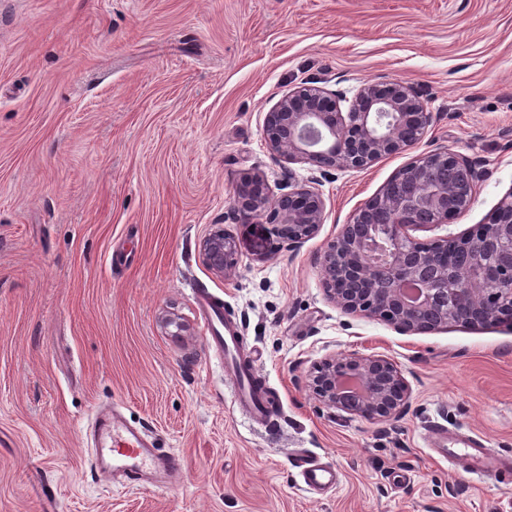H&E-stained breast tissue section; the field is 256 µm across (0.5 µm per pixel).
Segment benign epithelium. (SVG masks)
I'll use <instances>...</instances> for the list:
<instances>
[{
    "label": "benign epithelium",
    "instance_id": "7a95c632",
    "mask_svg": "<svg viewBox=\"0 0 512 512\" xmlns=\"http://www.w3.org/2000/svg\"><path fill=\"white\" fill-rule=\"evenodd\" d=\"M419 93L403 80H382L359 88L342 112L335 92L306 84L283 97L266 118L263 138L276 155L326 172L366 168L414 145L432 124ZM412 186L405 196L383 189L365 201L324 251L321 271L328 299L347 313L383 320L401 332L422 330L425 318L448 327L456 310L466 308L481 322L512 327V192L489 220L453 241L469 253L468 263L453 268L433 252L417 247L413 232L447 224L474 201L483 177L480 166L445 149L424 154L402 168ZM316 179L285 192L269 194L261 174L236 185L234 203L241 217H265L276 235L295 252L313 239L324 221V202ZM207 264L230 274L236 245L224 228L212 229L201 242ZM491 277L498 292L472 295L468 283ZM317 400L350 416L392 421L406 410L409 387L391 360L350 354L328 357L312 378Z\"/></svg>",
    "mask_w": 512,
    "mask_h": 512
}]
</instances>
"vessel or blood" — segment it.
Returning <instances> with one entry per match:
<instances>
[{
  "mask_svg": "<svg viewBox=\"0 0 512 512\" xmlns=\"http://www.w3.org/2000/svg\"><path fill=\"white\" fill-rule=\"evenodd\" d=\"M199 305L209 324L216 349L223 354L227 369L232 376L231 392L239 405L259 424L268 422V396L264 387L255 383V376L240 354L237 330L225 320L223 307L218 299L204 289H197ZM93 446L97 467L120 473L125 484L131 486L152 485L164 487L175 478L182 461L174 454H160L152 438L141 428L128 424L115 412H98L94 419ZM426 438L434 452L445 459H463L470 474L503 479L512 473V463L490 454L481 439L469 438L463 447L449 448L444 432L432 430ZM303 483L306 491L321 493L335 488V469L318 461L303 463Z\"/></svg>",
  "mask_w": 512,
  "mask_h": 512,
  "instance_id": "b4317fda",
  "label": "vessel or blood"
}]
</instances>
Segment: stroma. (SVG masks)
<instances>
[{
  "mask_svg": "<svg viewBox=\"0 0 512 512\" xmlns=\"http://www.w3.org/2000/svg\"><path fill=\"white\" fill-rule=\"evenodd\" d=\"M312 78L345 111L367 81H408L433 122L397 155L319 177L262 136ZM444 149L485 178L424 241L512 192V0H0V512H512V479L468 474L422 439L442 427L512 459V331L404 333L324 293L341 225ZM253 172L274 191L319 177L324 223L298 251L238 214ZM216 224L237 243L228 276L198 249ZM199 287L258 351L271 424L234 402ZM352 353L398 366L403 416L314 397L313 366ZM104 405L182 457L167 488L95 473L86 434ZM306 457L335 468L333 491H302Z\"/></svg>",
  "mask_w": 512,
  "mask_h": 512,
  "instance_id": "1",
  "label": "stroma"
}]
</instances>
